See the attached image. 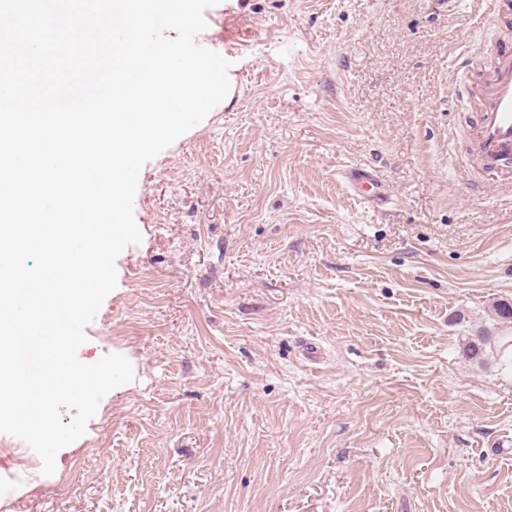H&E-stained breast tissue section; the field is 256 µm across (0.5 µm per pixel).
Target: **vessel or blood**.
<instances>
[{"label":"vessel or blood","instance_id":"b4317fda","mask_svg":"<svg viewBox=\"0 0 512 512\" xmlns=\"http://www.w3.org/2000/svg\"><path fill=\"white\" fill-rule=\"evenodd\" d=\"M481 93L484 106L472 126L475 146L486 169L494 174L512 171V39L499 42L490 68L478 83L454 82L453 93L465 100ZM354 195L375 199L381 188L368 174L354 175L350 183Z\"/></svg>","mask_w":512,"mask_h":512}]
</instances>
